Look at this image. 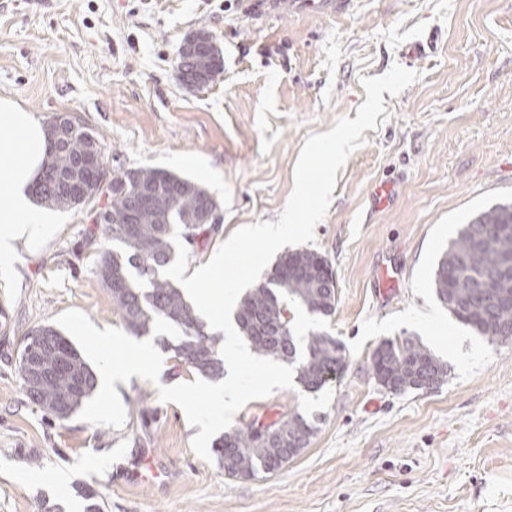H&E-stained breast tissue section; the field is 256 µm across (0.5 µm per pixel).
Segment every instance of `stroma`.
<instances>
[{"instance_id": "obj_1", "label": "stroma", "mask_w": 512, "mask_h": 512, "mask_svg": "<svg viewBox=\"0 0 512 512\" xmlns=\"http://www.w3.org/2000/svg\"><path fill=\"white\" fill-rule=\"evenodd\" d=\"M210 32L220 80L176 77L185 37ZM438 33L428 57L412 42ZM404 64L420 80L384 95L377 126L338 170L311 250L331 262L337 304L312 327L342 344L345 365L318 391L248 402L234 427L301 414L306 448L279 472L232 480L192 448L198 427L159 386L197 379L163 351L158 383L116 384L122 428L57 421L21 386L25 333L76 309L121 327L95 274L104 240L94 205L49 209L53 238L19 251L0 278V512H45L97 494L104 512H512V343L491 344L436 299L433 266L459 226L512 202V0H355L336 17L281 9L256 19L242 0H0V97L41 122L77 115L113 172L153 167L198 180L221 221L188 263H206L239 227L278 221L305 141L356 118L361 78ZM399 193L374 207L371 187ZM389 268L399 287L378 296ZM420 341L447 364L438 387L388 392L371 370L386 340ZM60 477L55 486L34 474Z\"/></svg>"}]
</instances>
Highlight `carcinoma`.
Returning a JSON list of instances; mask_svg holds the SVG:
<instances>
[{
	"mask_svg": "<svg viewBox=\"0 0 512 512\" xmlns=\"http://www.w3.org/2000/svg\"><path fill=\"white\" fill-rule=\"evenodd\" d=\"M49 156L32 188L37 201L49 207L78 208L101 197L98 211L105 239L112 248L99 255L96 273L107 289L127 332L144 336L161 317L180 332L164 340V349L200 375L224 378L220 349L224 337L207 331L179 286L163 274L174 256V226L188 244L221 219L217 200L198 181L151 167L112 175L107 189L88 179L85 162L95 155L107 165L98 139L80 119L62 113L48 125ZM500 224H512V203L482 209L460 225L437 261L432 287L438 301L476 335L491 343L512 341V303H494L501 292L512 295V281L499 278L498 266L512 254V235H500ZM329 260L309 249L280 255L264 280L245 294L235 311L237 327L259 356L298 361L297 379L307 390L322 388L344 363L343 347L324 330L308 333L298 355L289 304L298 303L313 317L331 316L336 308V281L321 266ZM36 359L41 374L29 377L17 367L26 394L44 411L69 419L94 393L97 380L80 351L61 331L42 326ZM371 369L378 383L392 393L444 383L447 365L411 339L384 341L373 352ZM314 426L300 414H285L270 424L253 422L224 433L213 452L231 479L276 472L305 448ZM293 454H288V449Z\"/></svg>",
	"mask_w": 512,
	"mask_h": 512,
	"instance_id": "cac0c4a2",
	"label": "carcinoma"
}]
</instances>
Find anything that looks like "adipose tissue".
Instances as JSON below:
<instances>
[{
  "mask_svg": "<svg viewBox=\"0 0 512 512\" xmlns=\"http://www.w3.org/2000/svg\"><path fill=\"white\" fill-rule=\"evenodd\" d=\"M49 153L42 124L32 112L9 98H0V266L19 247L36 248L52 236L54 227L32 208L29 189Z\"/></svg>",
  "mask_w": 512,
  "mask_h": 512,
  "instance_id": "obj_1",
  "label": "adipose tissue"
}]
</instances>
